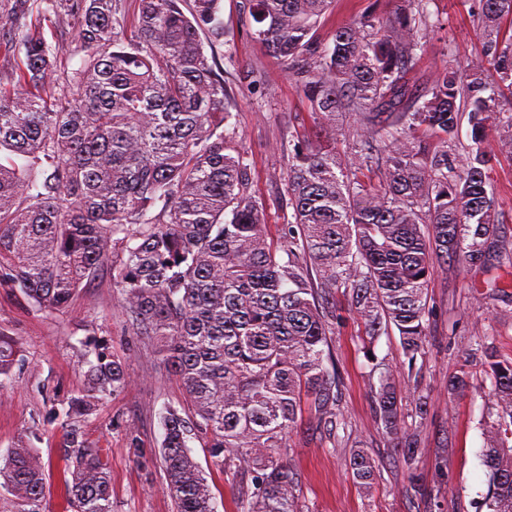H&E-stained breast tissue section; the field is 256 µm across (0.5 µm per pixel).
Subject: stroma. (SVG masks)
I'll return each instance as SVG.
<instances>
[{
  "mask_svg": "<svg viewBox=\"0 0 512 512\" xmlns=\"http://www.w3.org/2000/svg\"><path fill=\"white\" fill-rule=\"evenodd\" d=\"M240 0H223L224 25L234 38L213 45L211 53L231 97L232 119L227 128L247 157L254 190L264 206L271 239H278L290 211L285 205L288 158L281 152L294 132L315 135L309 101L300 93L278 59L246 33ZM472 0H430L435 23L427 49L407 78L423 83L447 63L470 68L481 56V38L473 22ZM391 0H335L318 29L332 43L337 28L368 10L388 13ZM260 70L264 83H249L246 74ZM296 114L287 123L286 114ZM502 216L498 250L485 266L474 269L438 268L428 284L431 310L426 354L418 378L399 373L402 394L429 396L424 443L415 471L394 463L391 439L374 422L368 394L370 365L362 349L361 326L337 297L344 319L332 335L343 377L340 409L345 432L329 436L315 420L303 418L287 438L284 458L299 474L297 512H475L488 490L487 470L480 452L488 419L491 381L477 362H465L463 352L477 336L491 337L501 358L512 360V157L499 156L490 174ZM0 334L13 338L19 362L10 381L0 388V457L21 443L33 446L46 464L45 512H72L64 497L70 449L59 428L47 424L50 399H67L85 384L81 343L99 336L130 377L128 388L109 397L83 423L86 438L102 448L112 487V512H175L162 489L160 416L165 407L184 403V392L168 374L160 356L131 336L118 295L99 279L80 289L61 313L37 310L19 291L0 286ZM468 367L471 387L450 396L448 378ZM134 425L139 449L129 446L126 425ZM215 496L216 512H236V486L231 475L213 466L207 448L191 441ZM361 447L376 460L375 489L364 496L348 465L351 448ZM148 465L136 464V455Z\"/></svg>",
  "mask_w": 512,
  "mask_h": 512,
  "instance_id": "stroma-1",
  "label": "stroma"
}]
</instances>
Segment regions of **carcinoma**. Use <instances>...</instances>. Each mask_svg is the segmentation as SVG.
Instances as JSON below:
<instances>
[{
    "mask_svg": "<svg viewBox=\"0 0 512 512\" xmlns=\"http://www.w3.org/2000/svg\"><path fill=\"white\" fill-rule=\"evenodd\" d=\"M317 36L333 0H241L252 37L279 59L310 102L315 126L356 121L350 154L296 136L288 149L282 241L269 240L251 165L229 124L224 77L205 43L226 37L222 0H0V39L14 44L0 69V284L39 311L59 313L106 274L132 334L155 349L189 400L167 407L161 458L176 512H215L213 493L188 446L204 441L233 476L238 512H296L298 477L281 457L308 414L335 429L343 378L331 335L336 295L348 297L371 348L398 336L407 376L419 373L437 268L481 267L496 246L499 204L488 170L512 156V0H475L478 63L448 64L420 89L406 79L433 28L428 0H393ZM73 24L81 65L58 71L60 43L47 31ZM207 36L202 41L200 34ZM59 96L44 97L49 82ZM467 118L471 144L455 149ZM495 140L497 150L488 148ZM18 350L0 336V386ZM84 387L52 404L47 421L72 453L65 496L74 512H112L101 449L80 422L129 377L106 341H85ZM491 380L495 419L481 448L489 486L477 512H512V360L478 336L466 359ZM375 421L397 461L416 468L428 396L412 394L406 426L394 369L368 375ZM470 388L464 369L448 394ZM349 467L364 491L378 464L362 448ZM0 486L24 512H41L44 463L19 445L0 466Z\"/></svg>",
    "mask_w": 512,
    "mask_h": 512,
    "instance_id": "cac0c4a2",
    "label": "carcinoma"
}]
</instances>
